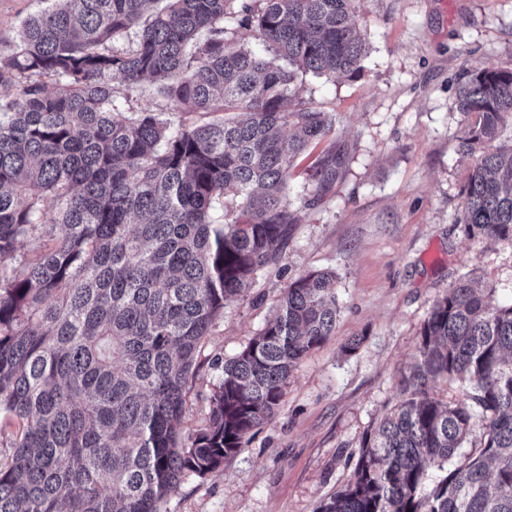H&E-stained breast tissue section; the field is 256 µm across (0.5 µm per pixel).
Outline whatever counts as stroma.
<instances>
[{
	"label": "stroma",
	"mask_w": 512,
	"mask_h": 512,
	"mask_svg": "<svg viewBox=\"0 0 512 512\" xmlns=\"http://www.w3.org/2000/svg\"><path fill=\"white\" fill-rule=\"evenodd\" d=\"M356 11L367 40L360 74L309 73L301 86L304 98L337 112L349 171L311 206L308 160L292 171L289 198L301 221L283 269L259 275L212 326L189 384L185 430L209 421L216 361L249 342L295 277L335 272L336 334L294 371L274 417L219 470L187 478L165 512H315L348 478L365 433L398 402L436 298L467 273L493 302L512 300V245L468 239L455 222L468 170L455 90L465 66L512 65V0H358ZM355 337L359 348L344 353Z\"/></svg>",
	"instance_id": "obj_1"
}]
</instances>
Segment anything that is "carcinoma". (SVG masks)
Listing matches in <instances>:
<instances>
[{
    "mask_svg": "<svg viewBox=\"0 0 512 512\" xmlns=\"http://www.w3.org/2000/svg\"><path fill=\"white\" fill-rule=\"evenodd\" d=\"M51 2L0 46V415L19 424L0 450V512H163L274 416L302 359L336 335L335 275L298 276L224 360L207 426L185 433L204 339L280 267L300 223L291 171L320 149L312 204L349 168L337 113L305 99L299 76L357 75L366 38L357 0ZM227 18L262 50L230 37ZM145 78L183 123L125 116L117 87ZM455 109L471 159L458 222L512 245V146L498 142L512 67L464 69ZM438 381L459 398L439 400ZM398 387L316 512H512V303L459 277ZM476 416L480 447L463 453Z\"/></svg>",
    "mask_w": 512,
    "mask_h": 512,
    "instance_id": "carcinoma-1",
    "label": "carcinoma"
}]
</instances>
